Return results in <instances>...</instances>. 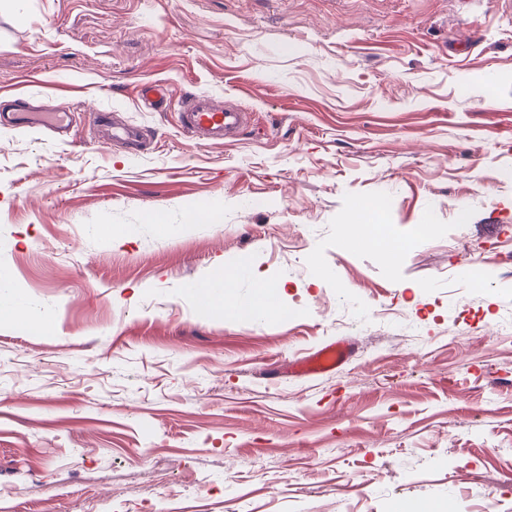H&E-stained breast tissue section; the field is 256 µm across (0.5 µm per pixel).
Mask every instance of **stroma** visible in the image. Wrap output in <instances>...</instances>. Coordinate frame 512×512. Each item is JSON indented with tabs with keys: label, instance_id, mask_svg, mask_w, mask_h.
<instances>
[{
	"label": "stroma",
	"instance_id": "35a3bbf8",
	"mask_svg": "<svg viewBox=\"0 0 512 512\" xmlns=\"http://www.w3.org/2000/svg\"><path fill=\"white\" fill-rule=\"evenodd\" d=\"M146 81L256 120L196 145ZM16 93L153 144L0 129V272L53 322H0V512H512V0H0ZM384 195L393 262L351 237ZM244 263L291 317L181 288ZM142 100L146 106L153 110H160L170 106L172 94L164 84H154L148 90L141 93ZM103 122L109 124L113 144H126L135 152L143 151L137 130L126 124L118 114H112V119L104 116H94L92 119L93 125H102ZM353 354L352 344L339 342L320 348L309 356L298 360L296 366L308 373H326L334 371Z\"/></svg>",
	"mask_w": 512,
	"mask_h": 512
}]
</instances>
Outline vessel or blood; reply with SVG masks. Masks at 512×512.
I'll list each match as a JSON object with an SVG mask.
<instances>
[{
	"mask_svg": "<svg viewBox=\"0 0 512 512\" xmlns=\"http://www.w3.org/2000/svg\"><path fill=\"white\" fill-rule=\"evenodd\" d=\"M146 106L160 110L176 106L180 127L189 137L201 146L222 144L237 139L244 134L249 123L250 113L236 106L224 105L205 94H188L173 99L169 88L156 84L141 94ZM74 111L59 112L48 108L43 112L30 110L23 98H15L11 108L0 106V127H44L57 139H66L73 128ZM93 124H108L113 142L128 145L133 151H141L137 130L126 124L120 116L105 120L96 116ZM354 353V347L348 343H336L316 350L309 356L297 361L298 369L308 373H326L335 370Z\"/></svg>",
	"mask_w": 512,
	"mask_h": 512,
	"instance_id": "obj_1",
	"label": "vessel or blood"
}]
</instances>
